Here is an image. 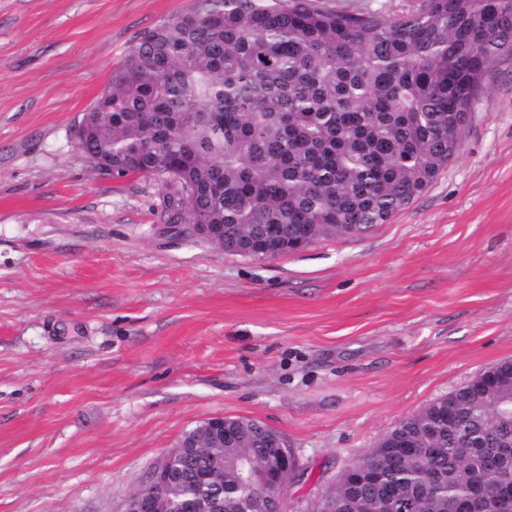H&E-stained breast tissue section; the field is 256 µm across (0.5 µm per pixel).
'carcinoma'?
I'll list each match as a JSON object with an SVG mask.
<instances>
[{"mask_svg":"<svg viewBox=\"0 0 512 512\" xmlns=\"http://www.w3.org/2000/svg\"><path fill=\"white\" fill-rule=\"evenodd\" d=\"M512 58V0H419L392 16L326 0H188L140 33L85 110V157L114 178L153 180L185 237L224 240L265 260L384 224L458 154L484 74ZM224 425L238 447L203 446L175 462L177 508L264 512L271 491L240 469L275 458L276 431ZM512 384L469 382L398 422L349 461L325 494L344 509L460 512L472 496L512 498ZM224 458V481H202Z\"/></svg>","mask_w":512,"mask_h":512,"instance_id":"cac0c4a2","label":"carcinoma"}]
</instances>
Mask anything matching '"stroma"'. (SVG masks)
Returning a JSON list of instances; mask_svg holds the SVG:
<instances>
[{"instance_id": "obj_1", "label": "stroma", "mask_w": 512, "mask_h": 512, "mask_svg": "<svg viewBox=\"0 0 512 512\" xmlns=\"http://www.w3.org/2000/svg\"><path fill=\"white\" fill-rule=\"evenodd\" d=\"M187 0H0V512H124L215 416L278 431L310 498L401 419L512 360V59L389 222L273 261L171 234L74 128Z\"/></svg>"}]
</instances>
